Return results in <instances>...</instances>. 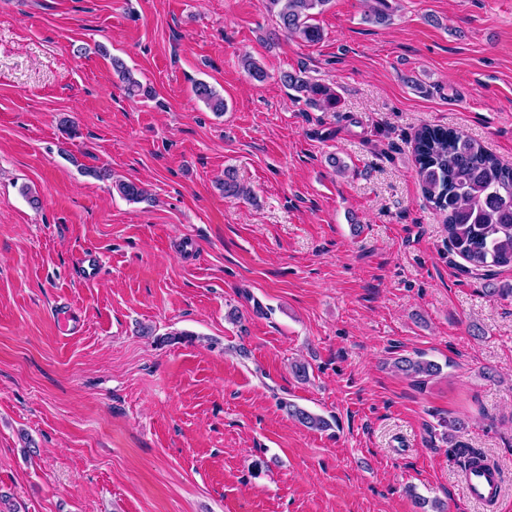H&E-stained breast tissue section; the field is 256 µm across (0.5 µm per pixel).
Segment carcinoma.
Here are the masks:
<instances>
[{
  "label": "carcinoma",
  "mask_w": 512,
  "mask_h": 512,
  "mask_svg": "<svg viewBox=\"0 0 512 512\" xmlns=\"http://www.w3.org/2000/svg\"><path fill=\"white\" fill-rule=\"evenodd\" d=\"M267 2L269 8H278L279 27L287 36L310 44L322 39L320 28L310 20L313 11L328 0ZM112 67L128 95L152 94L121 60L112 59ZM280 80L301 94L307 105L336 111L334 88L309 79L304 71H286ZM194 93L212 111H224V99L207 83H195ZM413 152L423 194L444 215L448 252L466 262V272L482 279L495 276L500 267L512 266V166L503 164L480 142L445 128H421L415 135ZM112 187L129 202L151 201L149 189L142 183L117 179ZM222 190L226 196H250V190L231 170L224 172ZM393 367L422 383L440 371L437 364L421 358L398 357ZM282 407L307 428L322 430L329 426L323 417L291 402L282 403Z\"/></svg>",
  "instance_id": "obj_1"
}]
</instances>
